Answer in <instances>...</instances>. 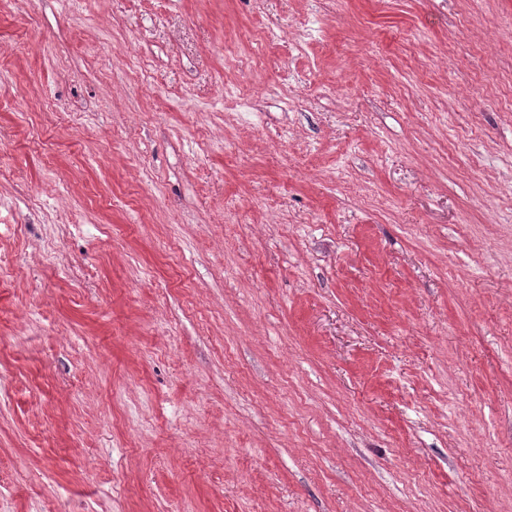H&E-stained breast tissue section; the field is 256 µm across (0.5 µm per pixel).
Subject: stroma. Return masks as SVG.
Here are the masks:
<instances>
[{
	"label": "stroma",
	"instance_id": "stroma-1",
	"mask_svg": "<svg viewBox=\"0 0 512 512\" xmlns=\"http://www.w3.org/2000/svg\"><path fill=\"white\" fill-rule=\"evenodd\" d=\"M512 0H0V512H512Z\"/></svg>",
	"mask_w": 512,
	"mask_h": 512
}]
</instances>
